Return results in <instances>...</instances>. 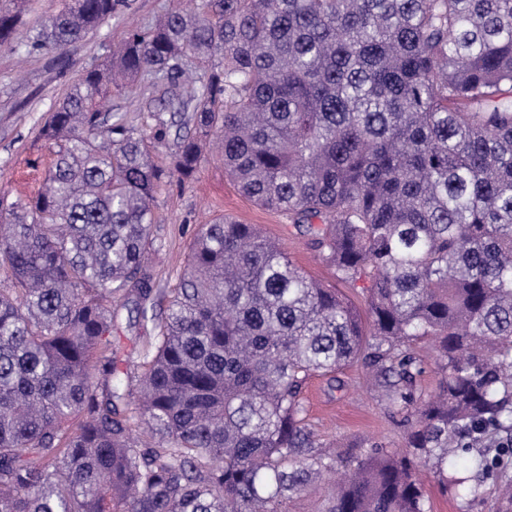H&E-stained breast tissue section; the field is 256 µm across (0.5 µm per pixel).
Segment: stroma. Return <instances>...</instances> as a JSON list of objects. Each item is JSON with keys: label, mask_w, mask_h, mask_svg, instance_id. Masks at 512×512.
I'll return each mask as SVG.
<instances>
[{"label": "stroma", "mask_w": 512, "mask_h": 512, "mask_svg": "<svg viewBox=\"0 0 512 512\" xmlns=\"http://www.w3.org/2000/svg\"><path fill=\"white\" fill-rule=\"evenodd\" d=\"M190 5V0H119L111 18L97 31L63 50L48 54L0 51V189L14 198L40 191L53 154L48 144L38 140V129L69 85L86 68L101 61L129 27L148 28L168 9ZM191 88L188 82L176 89L141 83L135 90L113 93L112 115L148 130L164 98L173 91ZM222 216L257 225L309 275L324 284H335L333 271L314 256L307 236L284 216L257 206L239 190L224 169L219 141L214 138L207 144L192 180L182 185L163 184L155 196L154 245L148 260L155 288L167 294L176 287L200 224ZM371 386L367 369L360 362L333 378L312 377L303 397L306 422L316 438L327 444L354 446L359 453L374 445L404 447L409 423L392 413ZM468 474L467 463L461 459L449 468L448 483L425 478L423 491L430 512H502L500 488L512 482V456L504 459L498 478L485 480L475 498L464 500L455 481Z\"/></svg>", "instance_id": "1"}]
</instances>
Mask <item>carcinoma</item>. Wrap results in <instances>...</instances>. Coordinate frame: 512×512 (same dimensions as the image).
Masks as SVG:
<instances>
[{"label": "carcinoma", "instance_id": "carcinoma-1", "mask_svg": "<svg viewBox=\"0 0 512 512\" xmlns=\"http://www.w3.org/2000/svg\"><path fill=\"white\" fill-rule=\"evenodd\" d=\"M0 50L50 53L118 0H59ZM179 122L145 133L99 104L142 82ZM222 133L224 168L304 229L360 310L253 224L200 226L165 308L145 259L158 187L193 178ZM44 188L0 193V512H284L336 466L302 389L362 361L404 449L349 464L322 512H428L416 472L496 478L512 449V0H200L129 29L40 132ZM174 138L172 167L148 141ZM134 303L154 342L135 375L112 331ZM437 340L439 392L416 396L410 343ZM148 435L143 440L136 430Z\"/></svg>", "mask_w": 512, "mask_h": 512}]
</instances>
